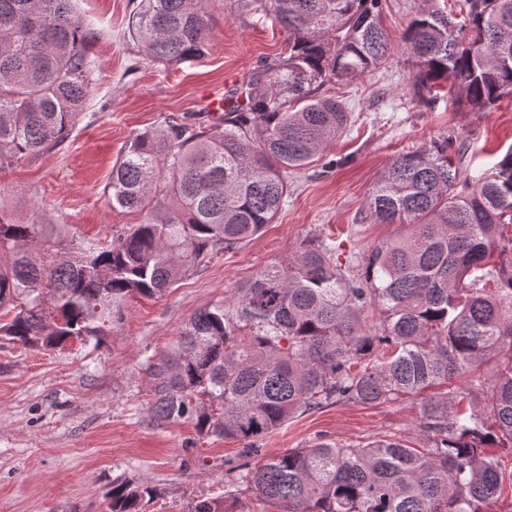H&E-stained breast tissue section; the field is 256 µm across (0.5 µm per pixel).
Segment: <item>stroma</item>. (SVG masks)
Returning <instances> with one entry per match:
<instances>
[{"instance_id":"1","label":"stroma","mask_w":512,"mask_h":512,"mask_svg":"<svg viewBox=\"0 0 512 512\" xmlns=\"http://www.w3.org/2000/svg\"><path fill=\"white\" fill-rule=\"evenodd\" d=\"M74 2L94 24V91L67 141L0 171V205L21 222L39 215L77 239L107 241L142 220L113 207L108 190L130 137L171 114L205 112L219 125L208 101L263 75L287 54L288 38L241 0H207L216 21L207 55L162 65L144 60L127 33L137 0ZM415 5L382 0L392 55L350 83L322 87L342 99L354 123L325 159L289 175L281 211L256 238L186 268L161 298L126 301L104 345L73 339L37 350L0 339V512H108L106 495L121 482L149 488L140 512H188L195 500L227 496L236 512H279L236 483L242 442L201 437L189 419L153 422L143 367L177 342L196 311L231 303L260 268L303 243L331 239L357 261L401 234L400 225L365 216L373 186L398 154L456 139L468 145L464 162L476 174L512 146V95L487 112L459 107L444 86L433 107L414 100L403 34ZM329 157L338 166L327 167ZM421 403L418 396L378 406L334 403L289 420L261 441L262 453L390 434L424 450Z\"/></svg>"}]
</instances>
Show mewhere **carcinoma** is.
Masks as SVG:
<instances>
[{
	"mask_svg": "<svg viewBox=\"0 0 512 512\" xmlns=\"http://www.w3.org/2000/svg\"><path fill=\"white\" fill-rule=\"evenodd\" d=\"M243 2L285 30L288 55L250 82L246 106H227L224 129L171 116L131 138L110 189L112 206L145 213L141 223L85 242L0 206L1 338L33 349L104 344L126 300L163 295L186 265L273 223L288 172L350 128L352 113L319 91L387 60L382 0ZM128 33L145 59L184 63L207 54L213 19L205 0H139ZM94 38L73 0H0V169L68 138L92 91ZM404 42L424 106L440 81L473 112L512 95V0H463L458 14L419 0ZM452 144L403 152L380 176L367 213L406 230L374 245L361 272L333 241H309L262 267L232 308L195 313L175 349L146 360L151 418L189 416L203 437L245 442L236 481L279 512H482L498 501L491 448L512 447V147L472 175L463 148L448 154ZM505 350L493 379H477L483 409L459 410L453 381ZM445 384L422 402L425 453L386 435L249 461L307 410L392 403ZM201 393L219 411L194 404ZM148 493L119 483L108 512H140ZM189 512L233 510L199 499Z\"/></svg>",
	"mask_w": 512,
	"mask_h": 512,
	"instance_id": "obj_1",
	"label": "carcinoma"
}]
</instances>
